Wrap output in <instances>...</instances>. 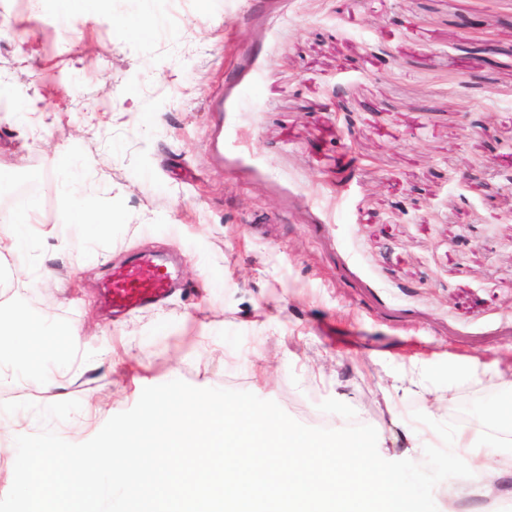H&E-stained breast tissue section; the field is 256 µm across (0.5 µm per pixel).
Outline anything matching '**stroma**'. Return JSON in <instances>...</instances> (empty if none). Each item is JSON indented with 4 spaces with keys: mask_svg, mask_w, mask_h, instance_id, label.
Returning a JSON list of instances; mask_svg holds the SVG:
<instances>
[{
    "mask_svg": "<svg viewBox=\"0 0 512 512\" xmlns=\"http://www.w3.org/2000/svg\"><path fill=\"white\" fill-rule=\"evenodd\" d=\"M138 9L66 26L53 0H0V174L43 179L28 255L0 258V310L43 321L37 338L1 327L0 497L15 436L85 442L174 379L303 424L337 399L389 461L440 445L416 410L512 439L490 387L512 363V0H181L174 21L151 0L142 35ZM477 11L501 54L475 80L457 21ZM76 200L124 219L88 241ZM142 252L180 257L181 286L112 315L100 285ZM34 343L45 389L23 383ZM498 483L491 501L457 479L458 512H512V472Z\"/></svg>",
    "mask_w": 512,
    "mask_h": 512,
    "instance_id": "1",
    "label": "stroma"
}]
</instances>
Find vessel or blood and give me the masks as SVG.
Segmentation results:
<instances>
[{
    "label": "vessel or blood",
    "mask_w": 512,
    "mask_h": 512,
    "mask_svg": "<svg viewBox=\"0 0 512 512\" xmlns=\"http://www.w3.org/2000/svg\"><path fill=\"white\" fill-rule=\"evenodd\" d=\"M175 278L168 266L149 255L113 267L103 285L106 302L116 310H135L168 297Z\"/></svg>",
    "instance_id": "1"
}]
</instances>
